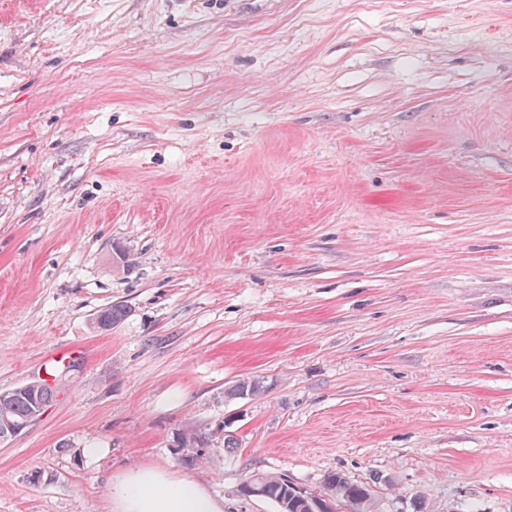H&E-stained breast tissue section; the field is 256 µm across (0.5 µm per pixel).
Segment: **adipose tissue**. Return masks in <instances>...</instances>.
Here are the masks:
<instances>
[{
	"mask_svg": "<svg viewBox=\"0 0 512 512\" xmlns=\"http://www.w3.org/2000/svg\"><path fill=\"white\" fill-rule=\"evenodd\" d=\"M117 512H224V505L200 484L174 479L157 469H139L114 481Z\"/></svg>",
	"mask_w": 512,
	"mask_h": 512,
	"instance_id": "adipose-tissue-1",
	"label": "adipose tissue"
}]
</instances>
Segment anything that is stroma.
Returning a JSON list of instances; mask_svg holds the SVG:
<instances>
[{
  "label": "stroma",
  "mask_w": 512,
  "mask_h": 512,
  "mask_svg": "<svg viewBox=\"0 0 512 512\" xmlns=\"http://www.w3.org/2000/svg\"><path fill=\"white\" fill-rule=\"evenodd\" d=\"M38 378L0 512L139 468L512 512V0H0V392Z\"/></svg>",
  "instance_id": "stroma-1"
}]
</instances>
